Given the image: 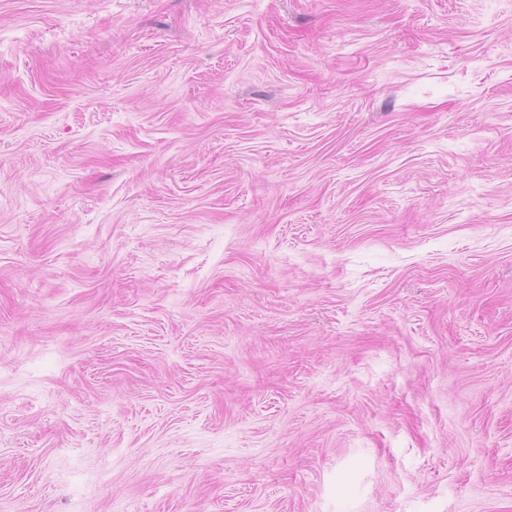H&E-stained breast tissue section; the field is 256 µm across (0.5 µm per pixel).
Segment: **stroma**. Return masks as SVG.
<instances>
[{
  "instance_id": "35a3bbf8",
  "label": "stroma",
  "mask_w": 512,
  "mask_h": 512,
  "mask_svg": "<svg viewBox=\"0 0 512 512\" xmlns=\"http://www.w3.org/2000/svg\"><path fill=\"white\" fill-rule=\"evenodd\" d=\"M0 512H512V0H0Z\"/></svg>"
}]
</instances>
